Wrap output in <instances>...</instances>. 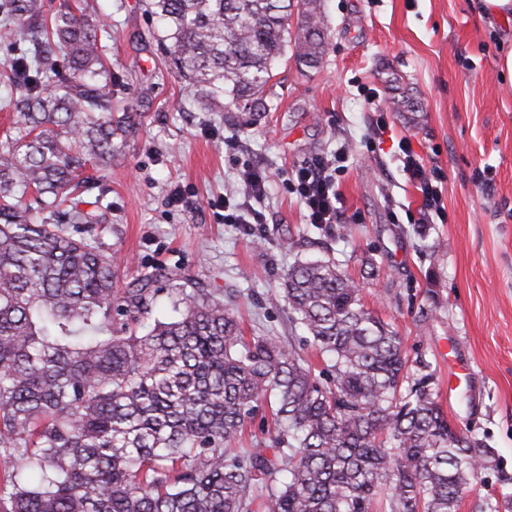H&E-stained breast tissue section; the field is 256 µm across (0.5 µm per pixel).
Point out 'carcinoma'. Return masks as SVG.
Masks as SVG:
<instances>
[{"instance_id":"cac0c4a2","label":"carcinoma","mask_w":512,"mask_h":512,"mask_svg":"<svg viewBox=\"0 0 512 512\" xmlns=\"http://www.w3.org/2000/svg\"><path fill=\"white\" fill-rule=\"evenodd\" d=\"M298 6L296 58L325 51L321 0H150L169 65L207 109L265 111ZM100 17L0 0L12 59L0 100V512H459L494 465L459 434L430 386L407 375L402 338L364 309L331 259L296 262L282 300L317 373L293 345L245 339L201 282L154 314L163 268L115 286L120 259L70 227L107 223L112 138L134 128L114 100ZM98 192L94 209L80 208ZM274 401L273 443L234 448ZM264 483L257 486L256 477Z\"/></svg>"}]
</instances>
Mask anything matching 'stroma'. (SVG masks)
Instances as JSON below:
<instances>
[{"mask_svg":"<svg viewBox=\"0 0 512 512\" xmlns=\"http://www.w3.org/2000/svg\"><path fill=\"white\" fill-rule=\"evenodd\" d=\"M66 3L106 15L115 98L136 117L131 134L113 138L105 172L111 210L101 240L121 258L117 287L165 267L180 273L179 287L207 284L245 336L285 343L296 334L277 300L284 272L300 259L335 260L409 358L431 362L456 430L495 453L459 512L488 493L512 504V85L477 0H322L321 63L306 67L286 47L268 110L248 129L230 113L201 110L171 73L146 0H45L50 12ZM402 95L409 109L392 110ZM231 137L237 150L224 147ZM405 140L445 175L444 214L423 230V195L403 170ZM340 147L342 237L308 222L289 183L304 161ZM247 163L268 175L266 221L248 227L225 223L219 206L242 192ZM292 237L300 246H289ZM451 347L474 373L453 393Z\"/></svg>","mask_w":512,"mask_h":512,"instance_id":"35a3bbf8","label":"stroma"}]
</instances>
